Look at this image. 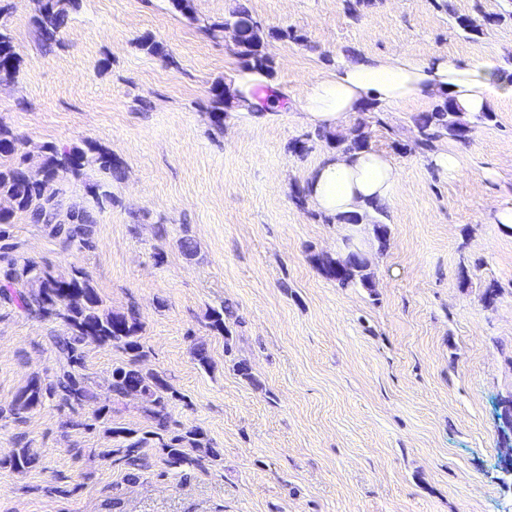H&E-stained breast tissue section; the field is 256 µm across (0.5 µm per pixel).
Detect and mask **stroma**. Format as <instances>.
Here are the masks:
<instances>
[{
  "label": "stroma",
  "mask_w": 512,
  "mask_h": 512,
  "mask_svg": "<svg viewBox=\"0 0 512 512\" xmlns=\"http://www.w3.org/2000/svg\"><path fill=\"white\" fill-rule=\"evenodd\" d=\"M10 2L0 24L20 71L0 84V121L24 150L90 142L124 167L118 179L92 170L63 183V207L96 221L92 248L64 247L18 211L14 253L61 277L84 268L107 310L137 309L147 366L182 395L168 407L172 427L202 429L212 452L182 473L159 448L134 471L102 457L112 427L152 422L139 397L113 399L123 355L94 343L85 373L107 424L55 396L7 415L32 377L53 379L64 327L0 301V512H512L501 469L512 443L501 417L512 397V228L495 216L512 205V98L494 99L493 120L472 121L467 142H450L462 158L452 175L411 150L413 117L432 102L383 107L370 143L400 172L383 248L372 225L295 204L328 147L290 149L312 132L305 88L349 51L512 70L507 0H374L357 20L345 0H194L191 21L168 0H81L47 49L31 25L37 0ZM241 4L298 38L267 45L280 108L259 125L228 116L219 128L209 91L244 63L204 27ZM459 15L483 34L458 29ZM97 181L109 182L111 204L88 193ZM354 245L371 287H338L321 270ZM227 304L236 322L224 336L207 316ZM21 446L37 455L23 473L8 463Z\"/></svg>",
  "instance_id": "obj_1"
}]
</instances>
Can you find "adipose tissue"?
<instances>
[{"instance_id":"ef3b65f1","label":"adipose tissue","mask_w":512,"mask_h":512,"mask_svg":"<svg viewBox=\"0 0 512 512\" xmlns=\"http://www.w3.org/2000/svg\"><path fill=\"white\" fill-rule=\"evenodd\" d=\"M269 85L260 71L248 68L237 75L231 91L239 120L259 123L279 107L280 94L267 97L262 93ZM505 96L512 97V81L479 63L402 56L340 59L307 86L301 108L309 125L335 131L348 116L372 102L397 105L411 99L446 97L467 115L476 116L487 110L493 98ZM398 179L393 160L368 147L326 153L308 172L304 188L313 208L335 220L389 202Z\"/></svg>"}]
</instances>
